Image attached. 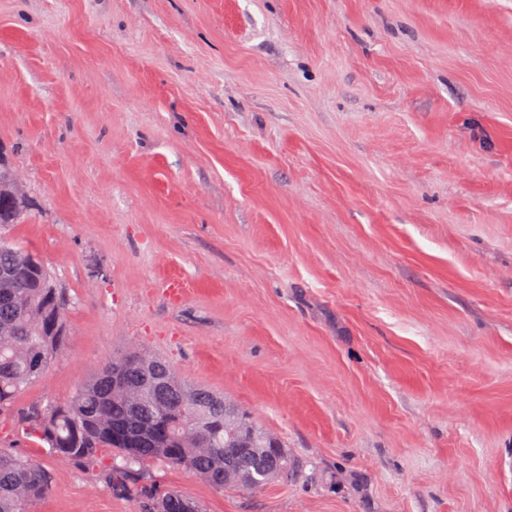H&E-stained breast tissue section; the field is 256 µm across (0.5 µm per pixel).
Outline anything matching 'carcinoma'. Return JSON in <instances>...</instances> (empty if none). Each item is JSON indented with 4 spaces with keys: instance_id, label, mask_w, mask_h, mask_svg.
I'll use <instances>...</instances> for the list:
<instances>
[{
    "instance_id": "carcinoma-1",
    "label": "carcinoma",
    "mask_w": 512,
    "mask_h": 512,
    "mask_svg": "<svg viewBox=\"0 0 512 512\" xmlns=\"http://www.w3.org/2000/svg\"><path fill=\"white\" fill-rule=\"evenodd\" d=\"M28 205L11 150L0 143V413L43 377L67 339L63 294L44 265L9 239ZM22 422L56 456L106 471L139 512H203L182 492L141 480L150 462L189 470L219 491L256 490L277 472H302L285 444L269 443L254 423L256 444L243 449L236 427L224 421V398L181 383L143 352L105 364L69 401L35 407ZM105 448L114 454L108 462ZM48 489L41 467L0 450V512H29Z\"/></svg>"
}]
</instances>
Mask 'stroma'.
Returning <instances> with one entry per match:
<instances>
[{"label":"stroma","mask_w":512,"mask_h":512,"mask_svg":"<svg viewBox=\"0 0 512 512\" xmlns=\"http://www.w3.org/2000/svg\"><path fill=\"white\" fill-rule=\"evenodd\" d=\"M9 235L68 340L31 512H137L20 425L142 348L303 477L205 512H512V0H0Z\"/></svg>","instance_id":"35a3bbf8"}]
</instances>
